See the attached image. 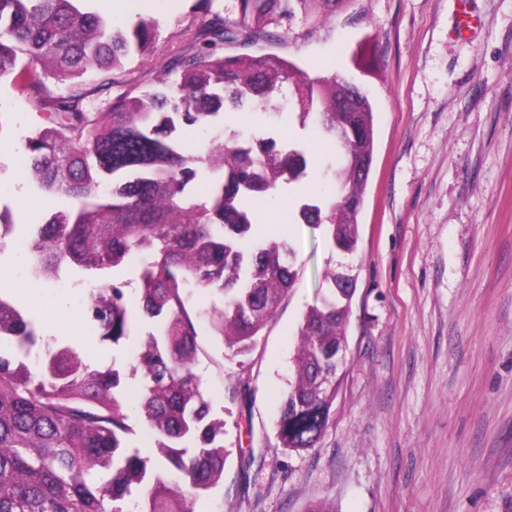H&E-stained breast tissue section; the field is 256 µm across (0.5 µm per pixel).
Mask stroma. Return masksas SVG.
Returning <instances> with one entry per match:
<instances>
[{
  "label": "stroma",
  "instance_id": "stroma-1",
  "mask_svg": "<svg viewBox=\"0 0 512 512\" xmlns=\"http://www.w3.org/2000/svg\"><path fill=\"white\" fill-rule=\"evenodd\" d=\"M188 0H127L99 11L122 25L169 26ZM285 51L322 74L355 77L375 105L374 155L353 254L331 252L322 230L284 213L317 189L306 178L254 202L256 231L297 247L295 288L246 356L231 357L207 324L195 370L224 421V480L195 512H512V0H350L322 27L292 26ZM39 119L0 84V204L14 223L62 203L30 194L25 139ZM226 127L328 157L295 114L236 112ZM357 277L349 356L316 448L279 446L274 424L294 377L297 329L328 266ZM71 289L27 280L20 306L44 340L72 345L93 367L128 375L139 338L112 343L81 317L87 277ZM62 310L73 327L52 328ZM248 382L241 393L240 382Z\"/></svg>",
  "mask_w": 512,
  "mask_h": 512
}]
</instances>
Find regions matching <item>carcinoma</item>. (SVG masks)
Segmentation results:
<instances>
[{
    "label": "carcinoma",
    "mask_w": 512,
    "mask_h": 512,
    "mask_svg": "<svg viewBox=\"0 0 512 512\" xmlns=\"http://www.w3.org/2000/svg\"><path fill=\"white\" fill-rule=\"evenodd\" d=\"M93 0H0V81L40 114L26 139L30 183L68 207L28 224L36 278L73 268L95 277L87 302L97 333L116 344L137 313L155 320L141 337L132 374L141 416L157 437L155 462L128 441L124 375L87 363L70 345H39L34 321L0 295V512H194L224 478V421L195 371L196 324L204 321L235 356L248 354L298 279L289 239L255 237L254 197L309 176L305 154L254 135L213 138L201 154L183 152L184 127L219 115L277 109L288 101L301 125H317L336 155L324 174L333 194L302 203L298 216L325 228L331 250L356 252L358 215L371 167L374 110L361 94L345 111L352 83L322 75L274 51L300 18L319 27L346 0H192L169 30L163 70L153 82L125 69L160 40V24L140 17L110 28ZM216 175L206 197L191 191L197 169ZM0 209V253L16 228ZM141 259L138 300L109 270ZM329 268L298 329L296 380L275 422L283 448L316 447L337 389L317 375L324 354L346 339L356 289ZM217 291L221 307L196 311L189 289ZM137 495L135 510L124 501Z\"/></svg>",
    "instance_id": "1"
}]
</instances>
